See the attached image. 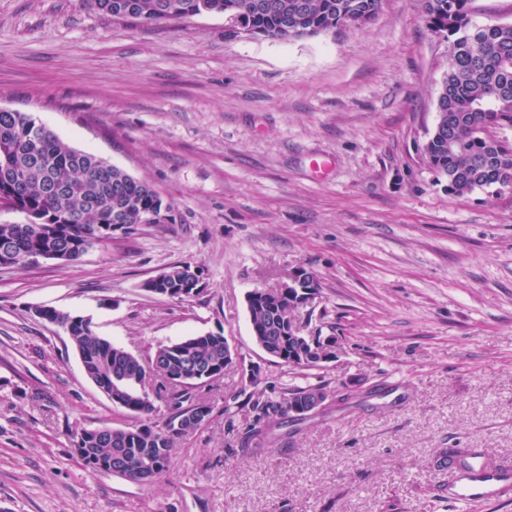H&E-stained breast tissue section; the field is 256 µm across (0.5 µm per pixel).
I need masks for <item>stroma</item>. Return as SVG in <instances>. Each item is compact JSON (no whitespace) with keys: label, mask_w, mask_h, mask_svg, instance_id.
<instances>
[{"label":"stroma","mask_w":512,"mask_h":512,"mask_svg":"<svg viewBox=\"0 0 512 512\" xmlns=\"http://www.w3.org/2000/svg\"><path fill=\"white\" fill-rule=\"evenodd\" d=\"M448 43L425 0H383L362 28L233 36L223 15L143 25L84 0H0V108L150 182L167 224L73 261L0 269V512H454L443 451L512 464V189L454 196L422 147ZM181 263L186 300L145 291ZM320 292L300 325L342 344L297 371L255 342L246 295L296 267ZM53 307L147 357L206 333L238 355L201 387L207 424L166 475L85 468L84 428L138 417L89 380ZM361 395L241 454L224 405L249 387ZM194 269H196L199 274L197 273V280L194 281L195 289L193 290V293L198 291L202 287V272L199 266H193L190 263L177 265L170 267L168 270H166L164 273L167 275V279L172 280L173 284L171 285V288H190L192 289L190 285L192 284L191 279L195 276L194 275Z\"/></svg>","instance_id":"stroma-1"}]
</instances>
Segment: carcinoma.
Here are the masks:
<instances>
[{"instance_id": "1", "label": "carcinoma", "mask_w": 512, "mask_h": 512, "mask_svg": "<svg viewBox=\"0 0 512 512\" xmlns=\"http://www.w3.org/2000/svg\"><path fill=\"white\" fill-rule=\"evenodd\" d=\"M117 19L126 10L144 24L183 20L206 13H222L234 27L252 26L262 36L278 40L283 32L296 38L329 33L352 19L363 26L378 14L382 0H87ZM471 0H426L431 29L448 41V69L437 98V122L424 152L437 173L448 179V191L465 195L476 189L512 188V143L493 135L512 129V24H477L471 19ZM0 201L26 214L25 224H0L3 264L21 269L30 258L62 252L76 260L96 244L114 224L123 233L138 230L144 216L152 223L172 220V207L146 180L137 179L93 153L71 148L50 129L23 112L0 111ZM194 269L190 263L165 271L174 288H188ZM270 303L249 309L254 337L274 353L281 350L276 331L282 312L297 315L281 288L267 289ZM40 319L71 324L70 339L83 354L87 376L122 379L142 375L144 393H129L119 406L135 413L140 424L114 429L108 436L98 429L74 435V448H92V471L106 463V471L132 477L133 470L109 466L116 454L134 456L146 448L157 456L156 476L171 465L177 440L198 427L197 413L212 409L196 393L197 384H160L156 378H182L187 366L216 367L224 375L221 334L188 337L159 346L142 359L97 335L90 321L55 308ZM315 390L293 385L279 391L253 389L240 403L224 406L228 430L236 433L239 451L258 455L276 430L288 423V402ZM167 403L159 413L157 401Z\"/></svg>"}]
</instances>
